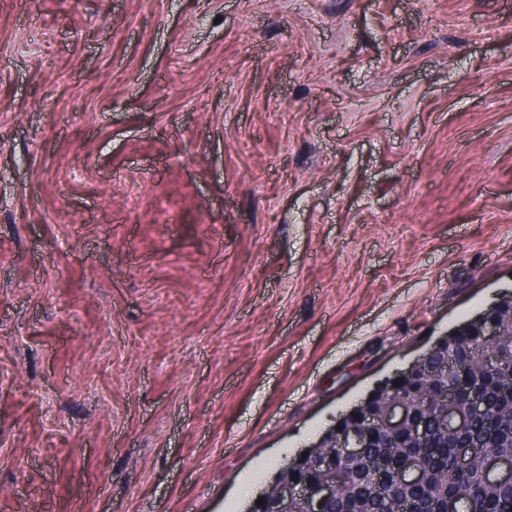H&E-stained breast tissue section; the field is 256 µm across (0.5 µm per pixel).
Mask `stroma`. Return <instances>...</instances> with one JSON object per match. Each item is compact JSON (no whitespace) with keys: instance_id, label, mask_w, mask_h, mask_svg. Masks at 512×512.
Here are the masks:
<instances>
[{"instance_id":"1","label":"stroma","mask_w":512,"mask_h":512,"mask_svg":"<svg viewBox=\"0 0 512 512\" xmlns=\"http://www.w3.org/2000/svg\"><path fill=\"white\" fill-rule=\"evenodd\" d=\"M512 298V0H0V512H248Z\"/></svg>"}]
</instances>
